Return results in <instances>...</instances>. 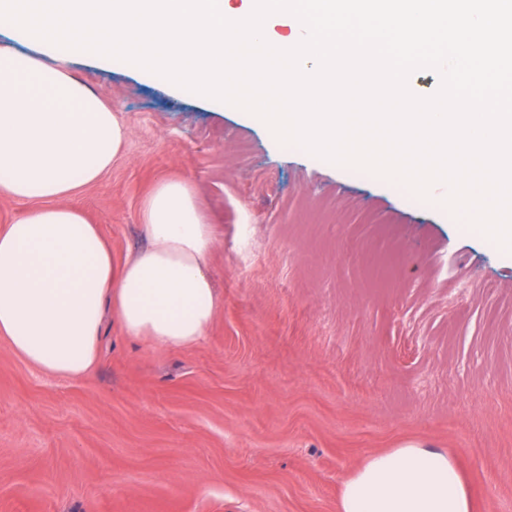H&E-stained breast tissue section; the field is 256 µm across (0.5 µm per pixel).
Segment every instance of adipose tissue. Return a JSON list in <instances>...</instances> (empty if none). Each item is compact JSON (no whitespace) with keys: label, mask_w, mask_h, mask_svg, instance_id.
<instances>
[{"label":"adipose tissue","mask_w":512,"mask_h":512,"mask_svg":"<svg viewBox=\"0 0 512 512\" xmlns=\"http://www.w3.org/2000/svg\"><path fill=\"white\" fill-rule=\"evenodd\" d=\"M127 135L67 69L0 46V195L28 203L0 227V338L36 369L78 378L97 364L106 311L125 333L168 347L199 343L219 298L215 241L192 185L160 181L142 206L150 245L117 264L98 225L65 198L98 181ZM337 512H473L447 453L413 444L371 456L343 484Z\"/></svg>","instance_id":"adipose-tissue-1"}]
</instances>
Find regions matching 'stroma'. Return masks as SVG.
<instances>
[{
  "label": "stroma",
  "mask_w": 512,
  "mask_h": 512,
  "mask_svg": "<svg viewBox=\"0 0 512 512\" xmlns=\"http://www.w3.org/2000/svg\"><path fill=\"white\" fill-rule=\"evenodd\" d=\"M69 69L128 132L70 205L121 262L157 182L187 181L221 304L182 348L106 313L82 378L0 340V512H336L350 474L408 444L455 459L474 512H512V252L443 207L447 185L427 203L156 74Z\"/></svg>",
  "instance_id": "stroma-1"
}]
</instances>
